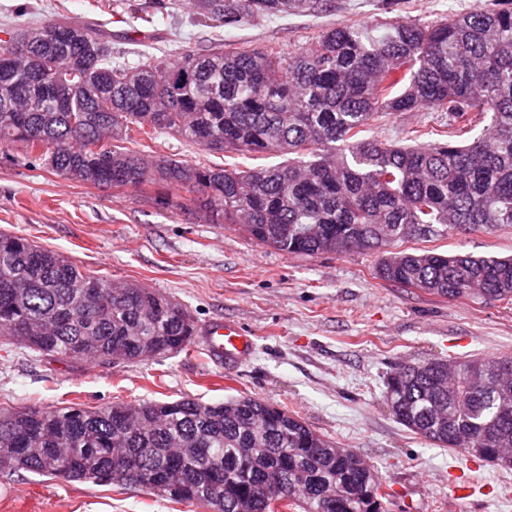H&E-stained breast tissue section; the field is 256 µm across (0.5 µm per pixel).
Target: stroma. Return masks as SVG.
<instances>
[{
    "instance_id": "obj_1",
    "label": "stroma",
    "mask_w": 512,
    "mask_h": 512,
    "mask_svg": "<svg viewBox=\"0 0 512 512\" xmlns=\"http://www.w3.org/2000/svg\"><path fill=\"white\" fill-rule=\"evenodd\" d=\"M335 10L273 17L246 26L206 24L189 0H0V30L30 18L94 22L112 40L113 61L186 49L288 52L337 23L385 13L427 25L494 0H334ZM437 112L387 114L372 135L408 143ZM154 155L220 165L223 154L163 133ZM0 232L20 235L112 282H135L178 303L195 324L236 322L253 338L229 368L199 345L133 364L102 365L40 355L0 336V408H99L182 397L249 396L296 413L315 433L361 455L382 478L389 512H512V470L433 445L396 421L384 380L401 364L448 357L512 356V305L473 296L445 299L389 285L376 254L287 255L255 244L191 194L157 204L151 190L96 188L32 167L0 149ZM441 253L511 256L512 228L449 231ZM0 512H204L137 486H98L30 473H0Z\"/></svg>"
}]
</instances>
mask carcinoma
<instances>
[{"label": "carcinoma", "mask_w": 512, "mask_h": 512, "mask_svg": "<svg viewBox=\"0 0 512 512\" xmlns=\"http://www.w3.org/2000/svg\"><path fill=\"white\" fill-rule=\"evenodd\" d=\"M198 15L234 27L332 0H192ZM26 47L0 65V148L81 183L204 194L203 206L289 255L379 254L377 278L445 299L512 305V257L393 250L450 230L512 227V0L420 26L398 18L339 24L288 53L190 50L112 63L97 25L36 22L7 32ZM47 64L43 78L32 69ZM78 84L57 109L56 80ZM443 112L439 139L396 145L362 137L388 112ZM489 119L479 136L473 116ZM163 132L233 158L288 163L197 167L149 158ZM136 283L119 288L69 258L0 234V336L61 360H143L195 342L189 316ZM384 399L412 433L512 469V356L428 360L387 380ZM135 485L207 512H386L389 494L358 453L315 434L274 404L231 397L89 409L0 412V472Z\"/></svg>", "instance_id": "1"}]
</instances>
